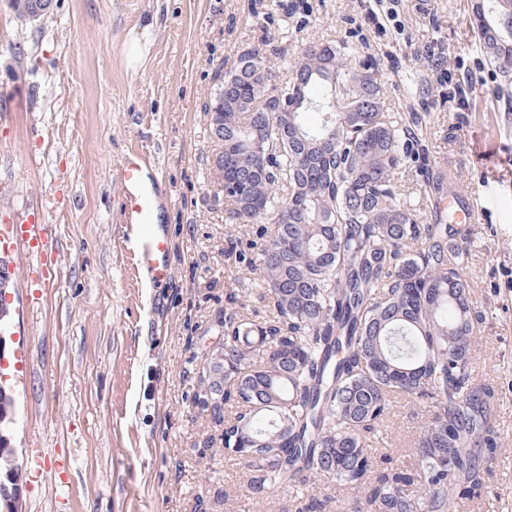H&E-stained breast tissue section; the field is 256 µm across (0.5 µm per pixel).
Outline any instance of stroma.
Returning a JSON list of instances; mask_svg holds the SVG:
<instances>
[{
	"label": "stroma",
	"mask_w": 512,
	"mask_h": 512,
	"mask_svg": "<svg viewBox=\"0 0 512 512\" xmlns=\"http://www.w3.org/2000/svg\"><path fill=\"white\" fill-rule=\"evenodd\" d=\"M364 0H53L18 17L0 0V224L46 220L60 250L58 283L14 282L10 358L18 388L12 444L25 512H291L288 494L249 493L248 470L224 452L223 427L198 403L201 375L224 337L227 293L263 321L268 303L246 227L217 188V144L204 104L214 75L264 46L284 89V63L310 44L342 43L374 61L384 104L415 130L416 157L395 184L424 223L435 200L473 192L483 223L469 233L466 273L483 318L478 377L495 386L504 452L467 512H512V75L484 54L471 0H399L400 26L380 35ZM150 52L125 63L131 38ZM441 41L448 69L480 72L468 111L441 102L419 47ZM131 148L170 192L172 278L146 283L121 245L115 171ZM237 247H230L231 239ZM424 402L397 397L386 452L412 468Z\"/></svg>",
	"instance_id": "stroma-1"
}]
</instances>
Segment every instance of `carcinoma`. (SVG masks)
Segmentation results:
<instances>
[{
    "instance_id": "cac0c4a2",
    "label": "carcinoma",
    "mask_w": 512,
    "mask_h": 512,
    "mask_svg": "<svg viewBox=\"0 0 512 512\" xmlns=\"http://www.w3.org/2000/svg\"><path fill=\"white\" fill-rule=\"evenodd\" d=\"M484 53L512 72V0H474ZM270 112L276 72L262 49L224 72L215 183L252 225L272 316L224 318V358L210 356L202 408L224 423V452L253 473L252 494L368 486L354 512H454L480 495L502 454L496 390L473 357L478 306L464 241L422 224L393 175L414 157L385 110L377 66L342 44L310 46ZM321 114L308 127L307 112ZM430 408L414 469H377L372 444L394 395ZM15 400L0 390V512L15 492Z\"/></svg>"
}]
</instances>
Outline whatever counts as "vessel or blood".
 <instances>
[{
	"label": "vessel or blood",
	"mask_w": 512,
	"mask_h": 512,
	"mask_svg": "<svg viewBox=\"0 0 512 512\" xmlns=\"http://www.w3.org/2000/svg\"><path fill=\"white\" fill-rule=\"evenodd\" d=\"M121 221L126 228L124 246L138 268L147 270L153 281L170 277L168 226L169 201L163 195L155 167L137 149L129 150L117 166ZM28 244L37 256L26 270L30 281H50L57 273L58 255L47 245L46 225L29 217L0 225V249Z\"/></svg>",
	"instance_id": "b4317fda"
}]
</instances>
